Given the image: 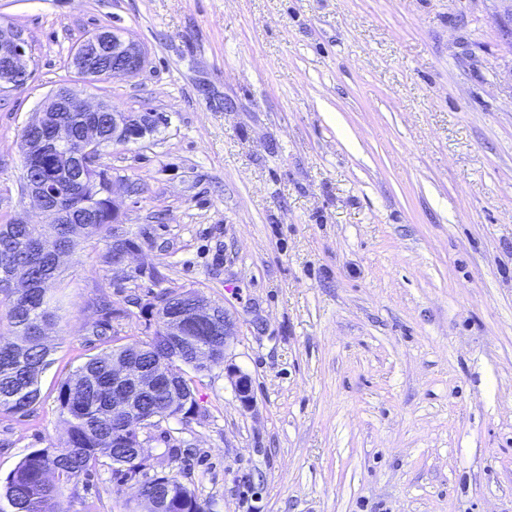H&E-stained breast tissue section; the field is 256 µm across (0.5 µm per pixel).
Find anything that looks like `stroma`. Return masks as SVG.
<instances>
[{
	"mask_svg": "<svg viewBox=\"0 0 512 512\" xmlns=\"http://www.w3.org/2000/svg\"><path fill=\"white\" fill-rule=\"evenodd\" d=\"M512 0H0L32 78L0 92V224L39 215L23 127L60 85L165 122L105 150L113 236L83 237L49 291L32 412L0 413V479L63 444L61 382L141 305L192 289L236 322L162 422L149 474L204 512H512ZM147 54L133 78L70 68L97 29ZM249 375L242 406L225 373ZM182 451L179 461L166 451ZM102 460L67 512H133Z\"/></svg>",
	"mask_w": 512,
	"mask_h": 512,
	"instance_id": "35a3bbf8",
	"label": "stroma"
}]
</instances>
